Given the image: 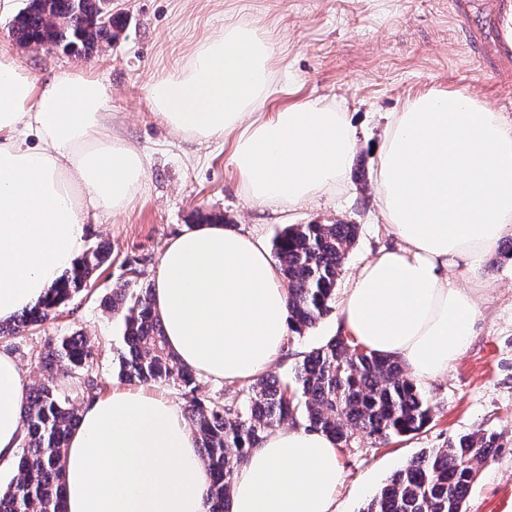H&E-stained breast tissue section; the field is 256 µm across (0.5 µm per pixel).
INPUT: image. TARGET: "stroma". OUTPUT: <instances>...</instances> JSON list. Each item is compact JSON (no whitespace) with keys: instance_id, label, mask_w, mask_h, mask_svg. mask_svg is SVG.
Wrapping results in <instances>:
<instances>
[{"instance_id":"stroma-1","label":"stroma","mask_w":512,"mask_h":512,"mask_svg":"<svg viewBox=\"0 0 512 512\" xmlns=\"http://www.w3.org/2000/svg\"><path fill=\"white\" fill-rule=\"evenodd\" d=\"M24 6L25 0H12L11 11L0 15V43L40 80L58 68L96 69L112 89L115 131L139 149L147 167L125 213L88 218V248L105 244L112 249L110 261L88 287L53 318L0 339V351L17 361L28 386L42 378L39 353L72 334L85 336L91 348L93 396L120 385L114 357L123 345V320L105 309V299L123 282L134 290L151 285L167 240L210 215H223L226 224L259 233L268 243L290 225H357L356 242L337 281L338 288H346L355 266L393 243L373 190L375 146L387 114L431 90H467L496 111L508 109L506 92L470 57L448 0H116L112 9L121 14L125 30L89 59L16 43L9 28ZM238 16L270 30L281 45L274 66L282 90L271 109L325 99L350 113L358 130L347 190L328 201L297 204L277 219L247 202L230 173L223 141L173 133L153 115L146 96L155 73L178 66L197 40ZM474 275L487 285L475 332L446 376L421 384L433 409L430 422L384 445L340 449L344 482L336 495L337 512H360L413 457L471 433L495 436L500 449L481 466L465 512L512 507V261L491 252ZM335 334L331 313L303 335H289L288 355L271 366V374L289 379L304 352Z\"/></svg>"}]
</instances>
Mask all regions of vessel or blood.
<instances>
[{
  "mask_svg": "<svg viewBox=\"0 0 512 512\" xmlns=\"http://www.w3.org/2000/svg\"><path fill=\"white\" fill-rule=\"evenodd\" d=\"M450 11L479 62L512 88V0H450Z\"/></svg>",
  "mask_w": 512,
  "mask_h": 512,
  "instance_id": "obj_1",
  "label": "vessel or blood"
}]
</instances>
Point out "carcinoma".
Segmentation results:
<instances>
[{
	"label": "carcinoma",
	"instance_id": "1",
	"mask_svg": "<svg viewBox=\"0 0 512 512\" xmlns=\"http://www.w3.org/2000/svg\"><path fill=\"white\" fill-rule=\"evenodd\" d=\"M103 7V0H27L11 33L21 45L42 42L90 57L118 37L117 21L103 16ZM356 238L355 224H298L275 237V254L288 280L289 331L301 335L331 311L341 267ZM109 258L104 245L86 251L44 300L14 322H0V338L46 321ZM151 294L150 288L133 294L122 283L105 300L106 309L123 316L119 376L130 384L164 383L182 391L186 419L211 475L208 512H230L238 464L265 433L283 424L325 433L348 448L357 437L382 444L416 433L431 420L428 399L399 361L371 353L340 333L307 352L289 382L265 375L222 401L201 400L195 396L197 375L167 348ZM90 356L85 339L63 336L41 357L47 377L23 391L25 434L15 474L0 489V512H64L65 448L80 421V395L59 391L54 381L60 375L78 378ZM495 452L494 438L478 434L424 452L395 472L361 512H464L480 465Z\"/></svg>",
	"mask_w": 512,
	"mask_h": 512
}]
</instances>
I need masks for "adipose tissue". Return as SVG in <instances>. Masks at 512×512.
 Instances as JSON below:
<instances>
[{
    "label": "adipose tissue",
    "instance_id": "ef3b65f1",
    "mask_svg": "<svg viewBox=\"0 0 512 512\" xmlns=\"http://www.w3.org/2000/svg\"><path fill=\"white\" fill-rule=\"evenodd\" d=\"M279 45L252 21L198 40L146 88L174 133L228 143L227 165L254 205L283 214L348 183L358 132L326 101L277 111ZM96 74L35 80L0 46V322L47 294L86 248V219L119 214L139 192V150L112 130ZM379 214L395 243L365 260L339 302L337 328L419 380L445 375L473 335L480 266L512 235V119L468 91L427 92L390 113L378 150ZM152 303L177 360L199 378L249 383L281 355L288 290L262 237L202 224L171 237ZM21 371L0 351V468L24 432ZM66 512H207L209 474L182 410L121 388L82 409L65 457ZM344 481L335 442L292 425L239 465L232 512H335Z\"/></svg>",
    "mask_w": 512,
    "mask_h": 512
}]
</instances>
